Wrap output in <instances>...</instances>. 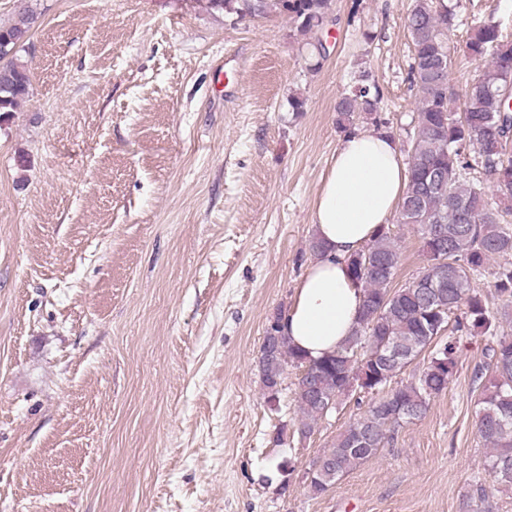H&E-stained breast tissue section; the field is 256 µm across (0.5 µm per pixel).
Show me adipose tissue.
I'll return each mask as SVG.
<instances>
[{
  "label": "adipose tissue",
  "instance_id": "obj_1",
  "mask_svg": "<svg viewBox=\"0 0 512 512\" xmlns=\"http://www.w3.org/2000/svg\"><path fill=\"white\" fill-rule=\"evenodd\" d=\"M407 183L398 145L384 131L349 135L337 149L313 204L314 233L329 252L298 282L281 326L308 358L335 352L350 336L363 293L345 259L388 223Z\"/></svg>",
  "mask_w": 512,
  "mask_h": 512
}]
</instances>
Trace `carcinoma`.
Masks as SVG:
<instances>
[{"label": "carcinoma", "instance_id": "1", "mask_svg": "<svg viewBox=\"0 0 512 512\" xmlns=\"http://www.w3.org/2000/svg\"><path fill=\"white\" fill-rule=\"evenodd\" d=\"M437 0H413L406 24L413 53L410 75L417 89L408 151V184L397 203L400 219L418 235L427 265L422 277L436 291L417 284L393 287L401 261V245L383 224L373 238L347 258L353 282L363 290L362 310L351 336L336 352L312 361L277 337L274 351L259 359L261 382L276 401L287 367L300 371L295 395L302 414L296 432L306 438L318 420L336 409L347 395L350 380L371 376L374 395L367 413L341 432L323 450L322 459L342 478L375 457L391 433L403 423L422 418L430 401L447 388L457 366L460 339L455 334L476 330L488 338L491 369L482 387L476 432L489 447L487 471L492 486L512 489V336L497 332L487 298L472 286L475 277L496 258L512 254V225L502 223L512 212V40L493 18L474 25L464 46L451 40L452 13ZM331 0H208V7L227 17L264 18L272 10L288 14L293 35L301 36L312 53L323 57L318 34L328 23ZM38 16L23 10L14 23L0 26V119L13 114L31 93V73L18 53L20 38L31 32ZM485 62L462 94V109L453 107L450 74L458 53ZM380 90L370 73L361 70L336 101L337 123L346 128L353 115L365 118L379 110ZM484 172L502 194L504 211L491 206L475 173ZM500 297L512 298V267L498 272L494 284ZM410 352L407 363L428 353L427 366L410 382L386 390L391 366L381 344Z\"/></svg>", "mask_w": 512, "mask_h": 512}]
</instances>
